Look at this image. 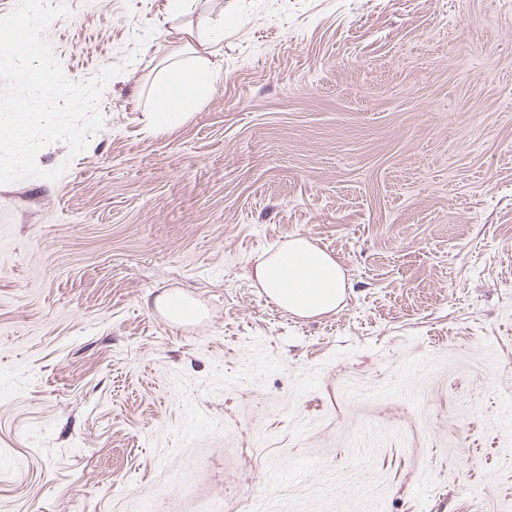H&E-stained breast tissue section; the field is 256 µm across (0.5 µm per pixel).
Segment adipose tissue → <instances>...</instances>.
<instances>
[{
  "instance_id": "adipose-tissue-1",
  "label": "adipose tissue",
  "mask_w": 512,
  "mask_h": 512,
  "mask_svg": "<svg viewBox=\"0 0 512 512\" xmlns=\"http://www.w3.org/2000/svg\"><path fill=\"white\" fill-rule=\"evenodd\" d=\"M214 41L200 33L188 58L169 68L152 101L153 122L170 126L198 106L210 88L211 72L202 62ZM255 280L267 298L295 315L312 318L334 312L345 296V275L327 251L307 237L288 238L259 257Z\"/></svg>"
}]
</instances>
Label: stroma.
<instances>
[{
  "mask_svg": "<svg viewBox=\"0 0 512 512\" xmlns=\"http://www.w3.org/2000/svg\"><path fill=\"white\" fill-rule=\"evenodd\" d=\"M68 10L66 77L124 71L58 180L0 185V512H512V0ZM200 24L212 87L153 128ZM296 234L334 313L252 276ZM254 275L270 301L305 318L336 311L345 296L342 268L332 255L301 235L261 255Z\"/></svg>",
  "mask_w": 512,
  "mask_h": 512,
  "instance_id": "35a3bbf8",
  "label": "stroma"
}]
</instances>
